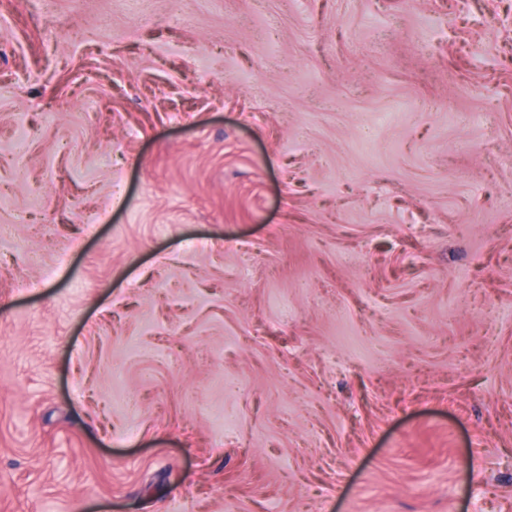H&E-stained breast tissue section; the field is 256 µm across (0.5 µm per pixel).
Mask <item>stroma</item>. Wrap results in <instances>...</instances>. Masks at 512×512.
<instances>
[{"instance_id":"stroma-1","label":"stroma","mask_w":512,"mask_h":512,"mask_svg":"<svg viewBox=\"0 0 512 512\" xmlns=\"http://www.w3.org/2000/svg\"><path fill=\"white\" fill-rule=\"evenodd\" d=\"M0 512H512V0H0Z\"/></svg>"}]
</instances>
